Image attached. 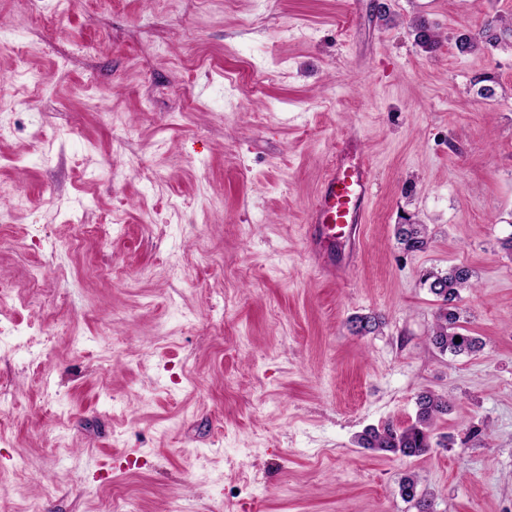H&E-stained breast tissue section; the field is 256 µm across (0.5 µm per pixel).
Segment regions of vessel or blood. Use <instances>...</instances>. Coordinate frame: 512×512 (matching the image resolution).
<instances>
[{
	"label": "vessel or blood",
	"instance_id": "vessel-or-blood-1",
	"mask_svg": "<svg viewBox=\"0 0 512 512\" xmlns=\"http://www.w3.org/2000/svg\"><path fill=\"white\" fill-rule=\"evenodd\" d=\"M360 155V138L356 131H349L341 139L336 159L309 210L313 256L340 271L358 248L372 194L371 177Z\"/></svg>",
	"mask_w": 512,
	"mask_h": 512
}]
</instances>
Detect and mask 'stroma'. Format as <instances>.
<instances>
[{"mask_svg": "<svg viewBox=\"0 0 512 512\" xmlns=\"http://www.w3.org/2000/svg\"><path fill=\"white\" fill-rule=\"evenodd\" d=\"M56 10L0 0V36L28 50L0 55V183L23 201L0 200V496L512 512V50L455 45L512 0H75L42 25ZM353 128L374 196L338 279L308 212ZM406 220L425 251L397 244ZM456 265L482 342L457 356L429 342L422 281ZM423 391L450 404L426 454L355 444L414 423ZM396 239L407 253L422 252L428 248L430 242L425 224H398Z\"/></svg>", "mask_w": 512, "mask_h": 512, "instance_id": "stroma-1", "label": "stroma"}]
</instances>
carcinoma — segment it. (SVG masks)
I'll use <instances>...</instances> for the list:
<instances>
[{
  "instance_id": "cac0c4a2",
  "label": "carcinoma",
  "mask_w": 512,
  "mask_h": 512,
  "mask_svg": "<svg viewBox=\"0 0 512 512\" xmlns=\"http://www.w3.org/2000/svg\"><path fill=\"white\" fill-rule=\"evenodd\" d=\"M412 26L417 32L418 44L430 50L437 44V35L431 32L428 22L415 19ZM512 39V21L495 17L488 21L478 32L462 33L457 46L463 52L473 51L482 45H509ZM398 244L407 253L422 252L428 248L429 234L425 224H399L396 230ZM424 283L439 301L436 322L430 337L431 345L442 353L454 355L474 353L481 349L482 343L474 336L459 332L460 312L457 302L462 292L474 287L472 274L464 266H454L446 272L431 271L426 274ZM352 328L357 334L372 332L379 325L374 316H355L351 319ZM461 342H455V338ZM418 410L416 421L408 426L387 424L381 428L369 427L359 435L358 443L363 448H375L400 457H417L431 448L430 427L437 417L448 412V402L430 392L417 396Z\"/></svg>"
}]
</instances>
